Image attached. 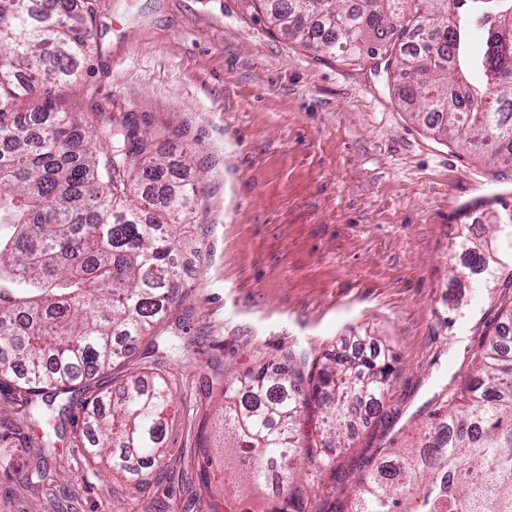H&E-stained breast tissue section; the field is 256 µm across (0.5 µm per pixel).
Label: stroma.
Returning <instances> with one entry per match:
<instances>
[{
  "instance_id": "1",
  "label": "stroma",
  "mask_w": 512,
  "mask_h": 512,
  "mask_svg": "<svg viewBox=\"0 0 512 512\" xmlns=\"http://www.w3.org/2000/svg\"><path fill=\"white\" fill-rule=\"evenodd\" d=\"M90 51L57 104L85 130L146 112L183 125L197 164L170 163L202 204L193 214L196 272L163 335L175 360L135 341L107 387L163 379L172 395L165 457L141 493L89 463L80 409L58 436L29 415L28 396L0 386V512H270L268 494L229 485L221 446L225 370L305 350L322 358L393 356L383 419L337 449L307 482L305 512H338L370 461L405 446L440 400L475 374V357L512 308V270L496 288L458 284L450 246L465 206L512 196V162L434 140L384 69L325 55L268 30L251 0H92ZM367 337L358 350V337ZM49 478L20 471L43 441ZM208 470H201L203 454Z\"/></svg>"
}]
</instances>
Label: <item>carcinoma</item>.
Masks as SVG:
<instances>
[{
    "label": "carcinoma",
    "mask_w": 512,
    "mask_h": 512,
    "mask_svg": "<svg viewBox=\"0 0 512 512\" xmlns=\"http://www.w3.org/2000/svg\"><path fill=\"white\" fill-rule=\"evenodd\" d=\"M271 28L325 53L387 55L398 93L432 134L512 161V0H253ZM478 34L481 51L469 50ZM91 32L75 0H0V379L35 397L49 420L80 397L92 459L143 489L163 458L172 405L160 382L117 394L88 382L126 357L117 341L155 335L199 259L181 217L196 193L171 179L166 145L182 129L146 128L129 113L101 126L55 104L79 76ZM478 69L482 84L469 72ZM488 208V226L463 224L454 248L481 271L479 287L512 262V206ZM224 376V461L276 499L271 512H303L295 460L302 414L320 413L313 471L341 438L380 412L388 355L320 363L286 355ZM476 383L444 401L407 448L359 476L339 512H512V310L479 357ZM36 464L28 484L46 481Z\"/></svg>",
    "instance_id": "obj_1"
}]
</instances>
